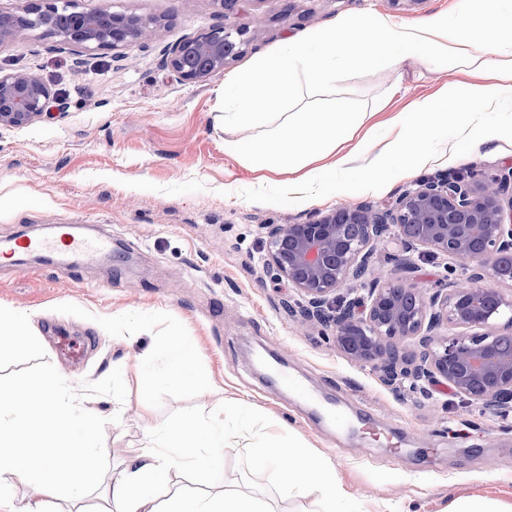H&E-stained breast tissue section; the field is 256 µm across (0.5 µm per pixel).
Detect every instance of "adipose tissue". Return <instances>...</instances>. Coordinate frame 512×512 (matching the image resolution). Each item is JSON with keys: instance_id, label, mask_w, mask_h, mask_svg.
<instances>
[{"instance_id": "ef3b65f1", "label": "adipose tissue", "mask_w": 512, "mask_h": 512, "mask_svg": "<svg viewBox=\"0 0 512 512\" xmlns=\"http://www.w3.org/2000/svg\"><path fill=\"white\" fill-rule=\"evenodd\" d=\"M423 61L457 70L463 79L391 113L381 125L383 147L368 165H354L373 133L364 127L367 112L337 97V84L354 73ZM489 69L496 84L483 81ZM505 102H512V0H457L452 11L415 22L379 12L348 14L295 34L225 82L224 151L257 170L287 175L281 198L310 202L417 176L442 159L437 145L449 129L470 146L499 138L505 126L488 128L478 117ZM35 341L30 313L0 308V357ZM151 355L162 364L157 385L214 389L186 337L161 339ZM249 417L245 400L228 398L220 408H201L151 433L104 491L112 512H267L259 499L195 493L173 480L187 471L212 481L226 420ZM96 448V414L68 395L58 376L0 385V512H53L63 492L82 502L97 485ZM242 452L256 467L274 471L288 495L313 489L330 512H352L335 468L313 450L268 438ZM19 482L37 487L35 501L17 504Z\"/></svg>"}]
</instances>
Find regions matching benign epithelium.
I'll return each mask as SVG.
<instances>
[{
  "instance_id": "benign-epithelium-1",
  "label": "benign epithelium",
  "mask_w": 512,
  "mask_h": 512,
  "mask_svg": "<svg viewBox=\"0 0 512 512\" xmlns=\"http://www.w3.org/2000/svg\"><path fill=\"white\" fill-rule=\"evenodd\" d=\"M60 0H29L25 14L0 10V41L41 28L62 45L115 54L144 45L164 28L155 17L112 12L103 26V8L76 9L67 28L56 23ZM248 26L218 23L174 44L164 64L185 83H203L238 58L249 42ZM55 96L38 77L0 72V125L21 127L47 113ZM478 170L420 181L401 193L390 208L371 205L334 208L304 224L269 226L267 266L286 279L298 300L285 303L303 322L334 331L336 348L371 366L389 385L412 389L444 380L458 395L497 412L512 402V349L501 348L488 333L490 322L512 312V297L486 282L512 286V170L497 175L491 190ZM508 202H503L506 194ZM393 231L404 244L421 246L435 257L477 260L465 282L450 281L433 292L419 287L411 263L393 282L369 278L371 242ZM362 287L366 295L357 294ZM455 332L437 336L442 325ZM419 338V348L402 357L395 341Z\"/></svg>"
}]
</instances>
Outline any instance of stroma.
Masks as SVG:
<instances>
[{"mask_svg": "<svg viewBox=\"0 0 512 512\" xmlns=\"http://www.w3.org/2000/svg\"><path fill=\"white\" fill-rule=\"evenodd\" d=\"M163 19L155 41L111 51L62 49L31 29L0 41V71L34 75L60 99L54 119L0 127V241L47 224H82L87 235H112L114 259L93 266L24 257L0 266V306L32 313L39 343L0 359V382L44 374L63 377L73 395L98 414V451L109 465L128 461L151 429L172 424L227 397L254 408L257 434L295 431L297 443L325 456L347 489L355 512H451L470 496L496 512H512V415L439 385L430 395L384 385L370 366L349 360L323 326L289 316L288 281L265 264L266 227L299 224L311 215L364 203L389 208L415 179L369 193L334 195L308 205L266 206L253 198L259 174L224 152V80L288 36L351 13L380 12L412 21L445 11L455 0H78ZM262 24L235 61L206 82H179L163 64L168 47L218 22ZM433 64L364 72L336 87L337 96L369 112H398L413 98L459 81ZM473 167L494 175L512 169V136L488 145L457 146L424 177ZM371 270L386 281L403 277L402 259L416 267L419 286L461 280L445 258L405 246L393 232L372 244ZM139 318L134 331L112 317ZM177 333L198 348L211 392L149 387V352ZM91 338L79 366L58 347L60 337ZM274 355L313 388L319 406L267 380L256 355ZM370 412L384 437L325 414ZM229 429L220 476L226 489L261 499L269 512H322L315 492L288 497L269 474L253 469Z\"/></svg>", "mask_w": 512, "mask_h": 512, "instance_id": "obj_1", "label": "stroma"}]
</instances>
